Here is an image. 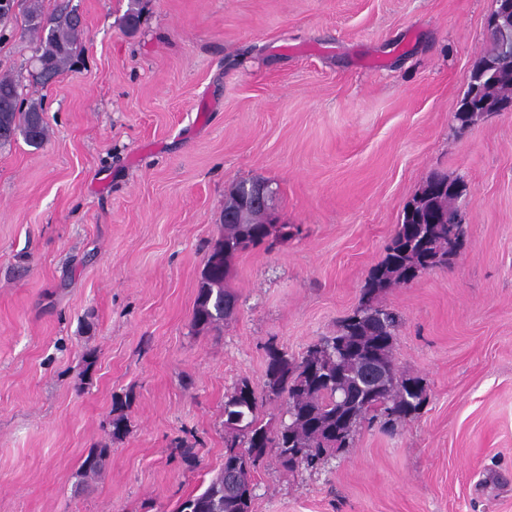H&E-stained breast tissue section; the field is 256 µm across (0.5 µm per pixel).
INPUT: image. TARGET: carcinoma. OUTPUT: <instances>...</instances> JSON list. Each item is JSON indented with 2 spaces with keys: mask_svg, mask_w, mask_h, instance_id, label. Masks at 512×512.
<instances>
[{
  "mask_svg": "<svg viewBox=\"0 0 512 512\" xmlns=\"http://www.w3.org/2000/svg\"><path fill=\"white\" fill-rule=\"evenodd\" d=\"M70 2L57 5L54 12L43 10L42 0H24L26 30L32 35V58L48 63L52 77L61 75L74 63L82 29L67 21ZM512 95V62L502 66V80L483 77L472 100L473 112L481 114L498 107L504 94ZM42 105L28 102L23 88L10 76L0 77V147L23 137L26 144L38 148L48 136V127L40 116ZM448 193V177L430 174L414 196L415 209L405 208L400 224L385 248L383 260L374 266L362 289V298L352 313L341 321L336 335L323 340L340 342L344 351L329 354L313 366L308 352L294 357L270 344L266 347L264 388L270 399L285 398L286 411L281 426L264 420L263 401L247 378L238 380L224 401V418L242 420L239 431L224 439V466L200 493L188 497L178 507L184 512L193 503V512H252V500L246 489L231 474L236 461L259 468L264 457L275 451L284 471L299 468L318 469L331 455L325 448L350 447L359 425L377 412L381 405L391 411L387 423L410 421L427 400L425 388L416 378L397 372L394 337L399 320L383 322V307L378 297L391 288L412 282L433 269L448 267L453 250L449 248L448 212L466 187ZM243 183L235 184L224 203V232L209 248L198 284L193 311L194 326L216 328L236 309L237 294L227 286L229 261L241 251L260 246L271 249L275 240L288 239V225L278 223L274 206L241 203ZM374 358L388 367V375L377 389L361 378L364 362ZM111 435L119 439L127 434V415L123 402L112 407ZM111 448L106 445L89 450L96 459L79 466L81 484L89 486L108 467Z\"/></svg>",
  "mask_w": 512,
  "mask_h": 512,
  "instance_id": "obj_1",
  "label": "carcinoma"
}]
</instances>
